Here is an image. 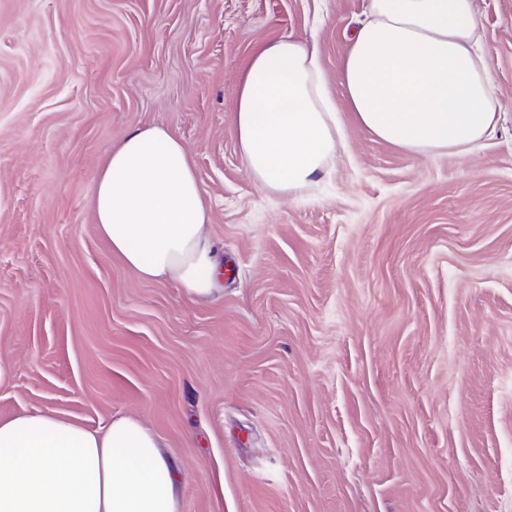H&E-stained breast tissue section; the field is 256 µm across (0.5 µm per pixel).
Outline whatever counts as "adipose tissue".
Listing matches in <instances>:
<instances>
[{
  "label": "adipose tissue",
  "mask_w": 512,
  "mask_h": 512,
  "mask_svg": "<svg viewBox=\"0 0 512 512\" xmlns=\"http://www.w3.org/2000/svg\"><path fill=\"white\" fill-rule=\"evenodd\" d=\"M338 82L364 129L415 156L471 153L501 112L474 0H368ZM234 130L247 175L267 195L313 184L343 136L315 45L284 36L253 53ZM92 208L128 269L213 295L223 267L209 205L171 130L143 125L113 147ZM180 489L175 459L137 417L93 430L40 410L0 420V512H179Z\"/></svg>",
  "instance_id": "obj_1"
}]
</instances>
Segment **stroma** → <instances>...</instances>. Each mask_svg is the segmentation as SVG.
Returning <instances> with one entry per match:
<instances>
[{
    "instance_id": "stroma-1",
    "label": "stroma",
    "mask_w": 512,
    "mask_h": 512,
    "mask_svg": "<svg viewBox=\"0 0 512 512\" xmlns=\"http://www.w3.org/2000/svg\"><path fill=\"white\" fill-rule=\"evenodd\" d=\"M496 132L419 157L337 73L366 0H0V419L139 418L180 512H512V0H475ZM316 43L343 141L297 198L246 173L251 54ZM147 123L192 154L218 294L101 240L96 172Z\"/></svg>"
}]
</instances>
